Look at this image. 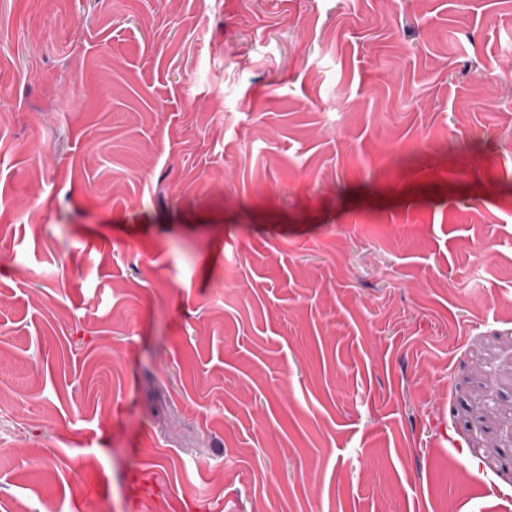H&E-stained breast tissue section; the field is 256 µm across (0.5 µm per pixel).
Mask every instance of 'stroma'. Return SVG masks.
Listing matches in <instances>:
<instances>
[{
	"instance_id": "stroma-1",
	"label": "stroma",
	"mask_w": 512,
	"mask_h": 512,
	"mask_svg": "<svg viewBox=\"0 0 512 512\" xmlns=\"http://www.w3.org/2000/svg\"><path fill=\"white\" fill-rule=\"evenodd\" d=\"M80 496L512 512V0H0V512Z\"/></svg>"
}]
</instances>
